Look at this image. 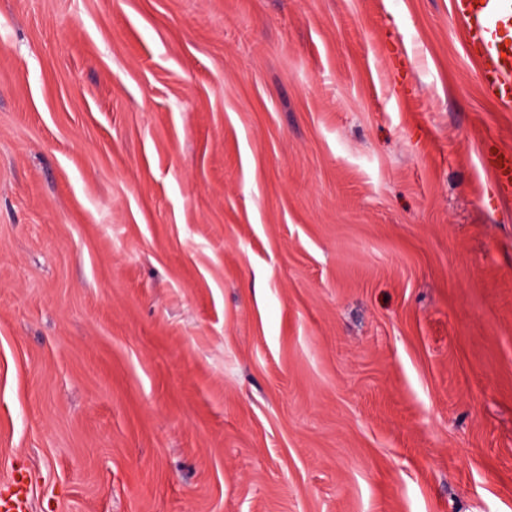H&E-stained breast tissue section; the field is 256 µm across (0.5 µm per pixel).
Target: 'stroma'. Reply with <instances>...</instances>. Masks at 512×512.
Returning a JSON list of instances; mask_svg holds the SVG:
<instances>
[{
    "label": "stroma",
    "mask_w": 512,
    "mask_h": 512,
    "mask_svg": "<svg viewBox=\"0 0 512 512\" xmlns=\"http://www.w3.org/2000/svg\"><path fill=\"white\" fill-rule=\"evenodd\" d=\"M488 142L450 0H0V484L512 512Z\"/></svg>",
    "instance_id": "35a3bbf8"
}]
</instances>
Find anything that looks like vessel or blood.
<instances>
[{
    "label": "vessel or blood",
    "instance_id": "vessel-or-blood-1",
    "mask_svg": "<svg viewBox=\"0 0 512 512\" xmlns=\"http://www.w3.org/2000/svg\"><path fill=\"white\" fill-rule=\"evenodd\" d=\"M456 19L470 56L480 64L485 97L502 107H512V0H452ZM483 164L489 170L497 195L512 197V151L486 146ZM26 478L12 473L0 491V512H25Z\"/></svg>",
    "mask_w": 512,
    "mask_h": 512
}]
</instances>
